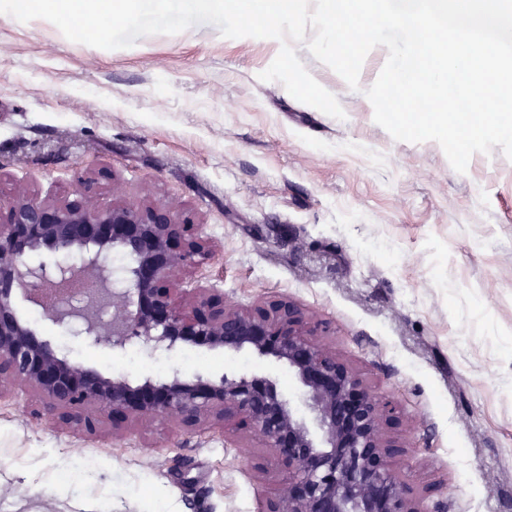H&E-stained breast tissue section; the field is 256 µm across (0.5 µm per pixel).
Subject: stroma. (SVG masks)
I'll return each mask as SVG.
<instances>
[{"instance_id":"obj_1","label":"stroma","mask_w":512,"mask_h":512,"mask_svg":"<svg viewBox=\"0 0 512 512\" xmlns=\"http://www.w3.org/2000/svg\"><path fill=\"white\" fill-rule=\"evenodd\" d=\"M279 41L223 37L209 23L105 50L38 19L0 17V200L66 195L99 170L98 203L175 201L218 249L186 273L241 308L287 297L401 420L394 469L424 512H512V160L501 146L457 173L433 141L395 140L364 91L301 49L337 119L259 75ZM14 307L68 360L134 382L287 366L250 350L180 351L65 340L38 306ZM29 389L0 399V512H263L283 474L260 442L153 420L84 435L37 418ZM265 460V471L254 464Z\"/></svg>"}]
</instances>
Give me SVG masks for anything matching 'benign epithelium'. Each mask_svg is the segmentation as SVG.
I'll return each instance as SVG.
<instances>
[{"label": "benign epithelium", "mask_w": 512, "mask_h": 512, "mask_svg": "<svg viewBox=\"0 0 512 512\" xmlns=\"http://www.w3.org/2000/svg\"><path fill=\"white\" fill-rule=\"evenodd\" d=\"M97 179L78 181L72 196L37 200L24 193L0 201V398L16 388L43 399L50 423L94 435L90 411L112 414V435L157 418L187 430L224 429V439L255 438L287 473L264 512H423L422 497L400 481L393 463L404 449L392 436L396 407L376 394L296 302L278 297L251 308L224 301L210 286L182 278L216 245L180 218L176 202L134 204L112 183L115 202H97ZM76 253L77 265H30L27 253ZM128 264L116 271L108 255ZM84 287L78 300L66 288ZM23 293L45 320L78 341L115 351L139 345L176 351L188 344L249 349L288 366L301 389L300 415L268 376H178L133 383L72 363L16 313Z\"/></svg>", "instance_id": "obj_1"}]
</instances>
